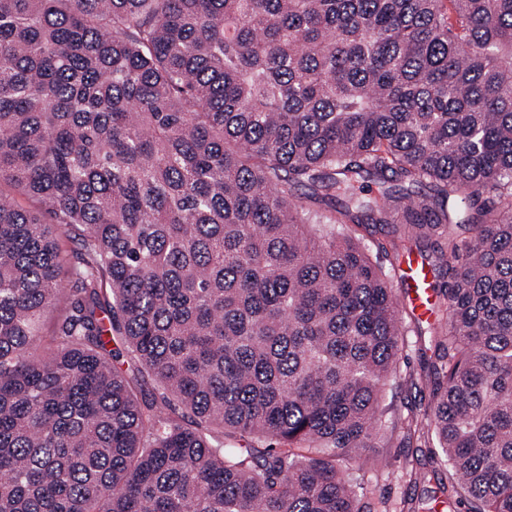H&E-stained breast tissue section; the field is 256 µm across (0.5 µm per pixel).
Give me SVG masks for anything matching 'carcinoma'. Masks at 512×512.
I'll return each mask as SVG.
<instances>
[{
  "label": "carcinoma",
  "mask_w": 512,
  "mask_h": 512,
  "mask_svg": "<svg viewBox=\"0 0 512 512\" xmlns=\"http://www.w3.org/2000/svg\"><path fill=\"white\" fill-rule=\"evenodd\" d=\"M2 186L0 512H376L379 229L411 477L512 512V0H0ZM407 269V278L410 279L413 295L411 297L412 309L420 316L427 317L430 314V277L427 269L419 265L416 258L409 257L404 263ZM393 274L394 272H392V275ZM399 275H401V270H396V273L393 275V288L404 318L403 324L407 330L406 336H404L405 343L402 346V350L399 355V366L402 370L401 373L403 376L406 371L409 372L410 370H414L416 375L417 373L425 375L427 373V360L432 355V351L427 349L431 344V336L429 334L428 325L425 321L411 317L405 311L406 290L402 289V282L400 281L401 276ZM414 318L419 322V329L417 328L418 325L414 322ZM420 329L422 336H419Z\"/></svg>",
  "instance_id": "carcinoma-1"
}]
</instances>
